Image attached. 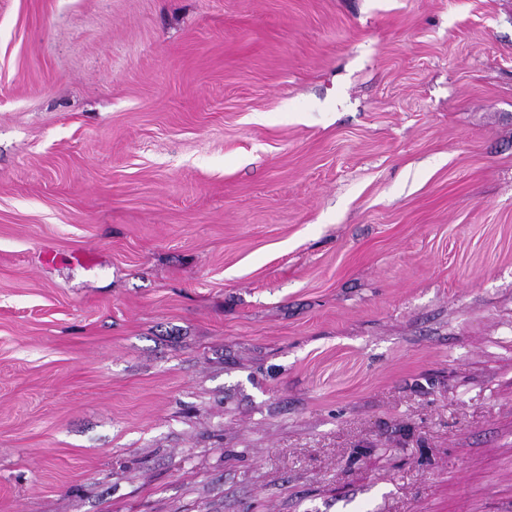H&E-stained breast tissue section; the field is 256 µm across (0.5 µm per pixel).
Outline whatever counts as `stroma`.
I'll return each instance as SVG.
<instances>
[{"label": "stroma", "instance_id": "obj_1", "mask_svg": "<svg viewBox=\"0 0 512 512\" xmlns=\"http://www.w3.org/2000/svg\"><path fill=\"white\" fill-rule=\"evenodd\" d=\"M0 512H512V0H0Z\"/></svg>", "mask_w": 512, "mask_h": 512}]
</instances>
